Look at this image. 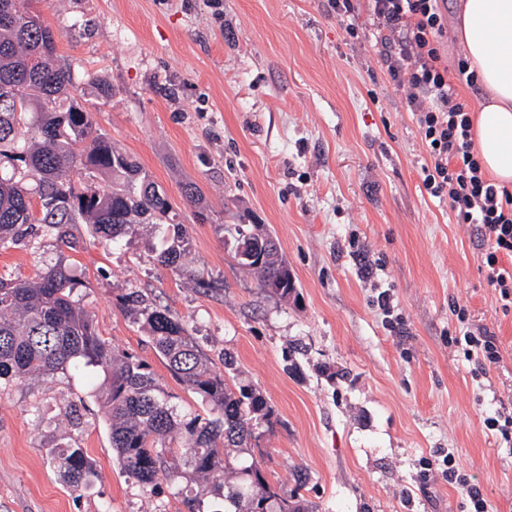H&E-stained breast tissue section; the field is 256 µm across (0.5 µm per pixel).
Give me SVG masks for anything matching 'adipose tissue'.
Masks as SVG:
<instances>
[{"mask_svg":"<svg viewBox=\"0 0 512 512\" xmlns=\"http://www.w3.org/2000/svg\"><path fill=\"white\" fill-rule=\"evenodd\" d=\"M453 32L485 90L473 117L478 159L497 186L512 188V0H458Z\"/></svg>","mask_w":512,"mask_h":512,"instance_id":"ef3b65f1","label":"adipose tissue"}]
</instances>
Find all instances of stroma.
Masks as SVG:
<instances>
[{"mask_svg":"<svg viewBox=\"0 0 512 512\" xmlns=\"http://www.w3.org/2000/svg\"><path fill=\"white\" fill-rule=\"evenodd\" d=\"M58 52L82 81L97 130L134 156L188 227V274L159 265L160 236L75 247L41 235L0 250V277L59 264L100 336L148 364L179 405L199 402L169 373L137 315L135 288L188 324L231 382L255 388L273 425L254 461L286 492L297 471L310 512H466L425 464L453 453L491 512H512V450L484 425L512 412V308L480 267L475 225L422 184L421 130L379 63L367 15L350 38L331 0H42ZM98 76L112 89L102 99ZM195 184L201 204L186 200ZM278 240L298 298L282 301L241 267L222 224ZM206 287L195 285V278ZM389 290L404 325L372 304ZM464 308L501 360L485 375L449 344ZM235 358L225 369L224 354ZM103 377L67 369L0 388V512H188L179 486L143 493L116 460ZM84 448L92 488L73 490L51 451Z\"/></svg>","mask_w":512,"mask_h":512,"instance_id":"1","label":"stroma"}]
</instances>
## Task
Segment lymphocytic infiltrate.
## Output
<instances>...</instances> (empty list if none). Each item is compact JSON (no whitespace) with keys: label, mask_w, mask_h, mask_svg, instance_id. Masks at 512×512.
<instances>
[{"label":"lymphocytic infiltrate","mask_w":512,"mask_h":512,"mask_svg":"<svg viewBox=\"0 0 512 512\" xmlns=\"http://www.w3.org/2000/svg\"><path fill=\"white\" fill-rule=\"evenodd\" d=\"M379 57L391 84L401 93L421 130L428 155L422 166L427 193L447 198L460 224L478 225L487 248L481 256L488 284L503 305H512V190L486 178L473 151L472 120L448 81L440 39L448 20L440 0H369Z\"/></svg>","instance_id":"obj_1"}]
</instances>
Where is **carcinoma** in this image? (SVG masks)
Masks as SVG:
<instances>
[{
    "label": "carcinoma",
    "mask_w": 512,
    "mask_h": 512,
    "mask_svg": "<svg viewBox=\"0 0 512 512\" xmlns=\"http://www.w3.org/2000/svg\"><path fill=\"white\" fill-rule=\"evenodd\" d=\"M35 2L0 0V248L42 232L69 246L72 224H89L97 238L118 243L150 224L164 230L167 242L157 262L188 273L185 225L150 174L95 129ZM101 176L112 178V188L96 186ZM256 228L222 225L238 263L256 272L264 288L278 254L258 253ZM81 286L57 264L31 279L0 277V386L69 365L91 366L107 385L112 448L142 492H153L162 479L198 483L218 475L222 482L213 490L223 507L216 512H308L299 491L284 493L247 459L258 425H272L258 392L227 380L186 324L128 288L119 295L121 308L140 317L171 376L201 399V411L180 409L147 365L98 334L75 300ZM174 436L178 448L168 444ZM53 461L75 491L97 477L82 448H66Z\"/></svg>",
    "instance_id": "1"
}]
</instances>
